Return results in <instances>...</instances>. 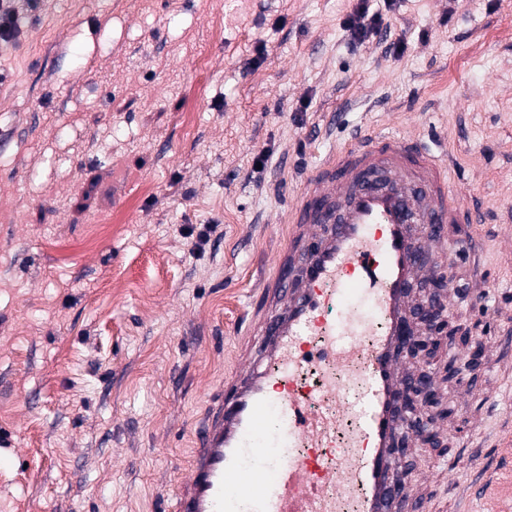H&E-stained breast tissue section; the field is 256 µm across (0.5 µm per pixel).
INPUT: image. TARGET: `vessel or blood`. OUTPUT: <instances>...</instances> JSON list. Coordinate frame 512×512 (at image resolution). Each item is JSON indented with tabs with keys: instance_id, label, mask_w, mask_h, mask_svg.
Masks as SVG:
<instances>
[{
	"instance_id": "vessel-or-blood-1",
	"label": "vessel or blood",
	"mask_w": 512,
	"mask_h": 512,
	"mask_svg": "<svg viewBox=\"0 0 512 512\" xmlns=\"http://www.w3.org/2000/svg\"><path fill=\"white\" fill-rule=\"evenodd\" d=\"M463 207L444 158L364 135L319 164L290 214L226 378L196 430L175 512H424L392 499L398 338L421 254Z\"/></svg>"
}]
</instances>
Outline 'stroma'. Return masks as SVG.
I'll return each mask as SVG.
<instances>
[{"mask_svg": "<svg viewBox=\"0 0 512 512\" xmlns=\"http://www.w3.org/2000/svg\"><path fill=\"white\" fill-rule=\"evenodd\" d=\"M359 6L42 0L0 49V512H171L289 207L360 130L444 154L464 200L410 289L456 291L404 366L433 372V438L394 465L428 512H512V0H374L398 56L350 39Z\"/></svg>", "mask_w": 512, "mask_h": 512, "instance_id": "35a3bbf8", "label": "stroma"}]
</instances>
